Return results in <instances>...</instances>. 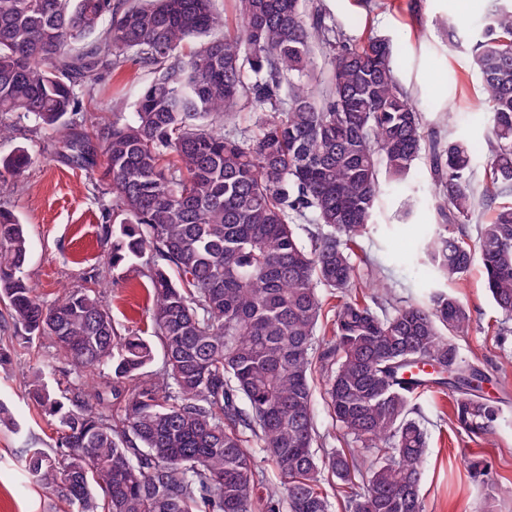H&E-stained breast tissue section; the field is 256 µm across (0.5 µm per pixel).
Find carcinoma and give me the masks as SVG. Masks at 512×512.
<instances>
[{"mask_svg":"<svg viewBox=\"0 0 512 512\" xmlns=\"http://www.w3.org/2000/svg\"><path fill=\"white\" fill-rule=\"evenodd\" d=\"M235 28L212 0H0V134L15 116L70 130L71 162L104 165L120 223L103 227L110 264L152 257L153 345L121 333L100 294L81 288L52 304L22 276L25 225L0 208V299L17 344L54 338L76 368L105 379L112 399L74 385L67 401L43 373L32 397L59 429L57 447L25 450L31 480L80 512H424L428 434L415 399L451 388L466 433H492L502 407L457 338L471 317L460 298L378 315L373 263L355 274L353 247L381 179L400 183L429 156L440 222L424 254L442 280L480 261L494 304L512 319V7L494 13L470 49L480 76L489 181L471 187L473 150L427 138L399 87L388 40L351 44L301 0H232ZM321 49L327 71L316 70ZM133 60L154 79L134 120L82 130L106 75ZM251 114L241 127L235 117ZM32 161L18 148L0 178ZM492 209L475 240L448 235ZM327 231L304 241L302 222ZM336 297L325 308L320 289ZM334 339L318 351L321 321ZM433 374H414L425 366ZM325 378L330 434L346 447L318 456L312 388ZM274 465L277 485H266ZM361 483H356V480Z\"/></svg>","mask_w":512,"mask_h":512,"instance_id":"obj_1","label":"carcinoma"}]
</instances>
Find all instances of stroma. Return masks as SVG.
I'll list each match as a JSON object with an SVG mask.
<instances>
[{
    "instance_id": "stroma-1",
    "label": "stroma",
    "mask_w": 512,
    "mask_h": 512,
    "mask_svg": "<svg viewBox=\"0 0 512 512\" xmlns=\"http://www.w3.org/2000/svg\"><path fill=\"white\" fill-rule=\"evenodd\" d=\"M347 39L364 42L370 34L390 39L396 79L421 113L427 135L462 139L475 150L471 182L475 192L486 185L487 134L491 123L479 101L478 74L468 51L488 16L512 0H313ZM457 24L463 42L448 44V26ZM154 78L151 70L126 63L106 78L87 113V131L131 118L141 90ZM66 130L39 131L25 120L12 119L0 135V158L28 148L31 165L21 175L0 182V206L25 225L28 260L23 275L36 295L51 303L63 292L90 287L101 274L100 291L119 328L149 331L147 259L104 268L100 244L110 202L99 175L69 164ZM437 221L427 157H420L403 184L384 185L371 224L359 240L358 252L375 264L378 279L394 300L412 302L439 288L424 265L425 236ZM450 293L468 307L469 335L457 344L463 357L486 370L487 396L502 399L503 417L493 434L469 436L451 419L450 399L443 394L418 399L428 448L421 479L424 512H482L487 493H494L496 512H512V332L500 335L505 316L490 299L480 265H472ZM51 364L50 384L57 394L73 386V365L58 355L52 337L40 336L28 348L13 351L0 365V407L13 420L0 426V512H70L60 493L32 483L22 456L31 447L49 448L57 437L49 416L28 396L35 367ZM492 465L490 481L475 477L468 460Z\"/></svg>"
}]
</instances>
